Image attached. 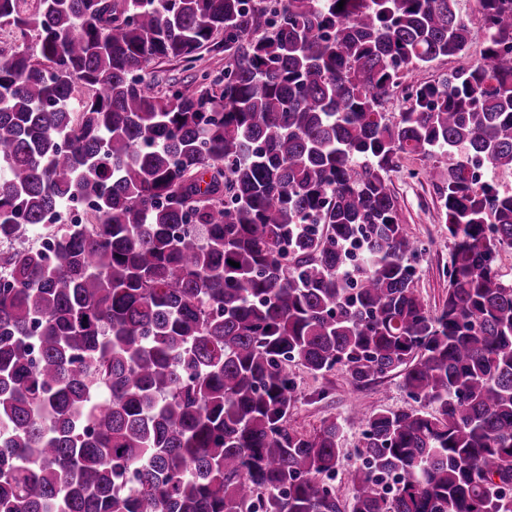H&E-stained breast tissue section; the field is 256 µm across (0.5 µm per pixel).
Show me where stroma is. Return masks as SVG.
<instances>
[{"mask_svg":"<svg viewBox=\"0 0 512 512\" xmlns=\"http://www.w3.org/2000/svg\"><path fill=\"white\" fill-rule=\"evenodd\" d=\"M432 164L431 158L407 155L390 178L403 222L410 235L425 248L416 266L417 291L424 303L435 309L448 294L446 271L452 241L441 217L436 191L431 182L422 177L423 171ZM290 369L297 384L288 418L290 426L309 431L320 427L322 421L330 417L347 424L332 485L343 504H352L354 491L350 474L360 463L356 450L361 443V434L357 427L351 426V419L362 408L409 409L415 402L404 391L402 378L396 372L357 387L351 384L340 367L324 375H315L295 361Z\"/></svg>","mask_w":512,"mask_h":512,"instance_id":"1","label":"stroma"}]
</instances>
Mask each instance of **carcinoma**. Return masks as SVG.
<instances>
[{
  "instance_id": "obj_1",
  "label": "carcinoma",
  "mask_w": 512,
  "mask_h": 512,
  "mask_svg": "<svg viewBox=\"0 0 512 512\" xmlns=\"http://www.w3.org/2000/svg\"><path fill=\"white\" fill-rule=\"evenodd\" d=\"M457 2L0 0V512H345L295 360L428 406L359 412L352 512H512V192L475 174L512 171V0L403 82L466 54ZM202 48L223 74L142 75ZM404 154L453 241L435 311ZM199 55L201 59L197 62V68L193 70H186L183 63L177 61L152 62L147 68L145 79L157 85V89L165 91L173 82L190 80L199 68L211 72L212 77L224 72L228 60L223 50L218 52L205 49ZM466 61L468 59L443 58L436 60L428 66L412 69L408 75V82L419 84L434 81L440 74L457 69Z\"/></svg>"
}]
</instances>
